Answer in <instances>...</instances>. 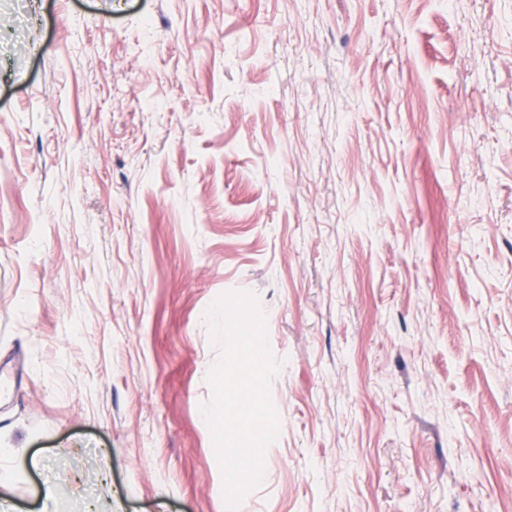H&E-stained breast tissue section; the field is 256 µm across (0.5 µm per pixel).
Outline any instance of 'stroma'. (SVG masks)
<instances>
[{
  "label": "stroma",
  "mask_w": 512,
  "mask_h": 512,
  "mask_svg": "<svg viewBox=\"0 0 512 512\" xmlns=\"http://www.w3.org/2000/svg\"><path fill=\"white\" fill-rule=\"evenodd\" d=\"M0 197V512H224L232 291L240 512H512V0H0Z\"/></svg>",
  "instance_id": "obj_1"
}]
</instances>
